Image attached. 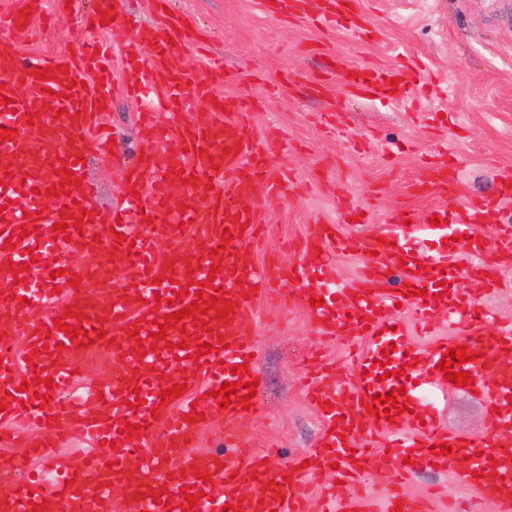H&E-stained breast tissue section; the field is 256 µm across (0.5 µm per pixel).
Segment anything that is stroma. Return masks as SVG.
Listing matches in <instances>:
<instances>
[{"mask_svg":"<svg viewBox=\"0 0 512 512\" xmlns=\"http://www.w3.org/2000/svg\"><path fill=\"white\" fill-rule=\"evenodd\" d=\"M99 3L71 0L70 11L39 28L30 42L0 30V49L23 58L71 56L97 36L111 47L113 69H120L124 45L139 32L120 23L103 32L92 27ZM169 8L191 17L197 38L184 49L191 80L184 106L166 113V124L177 130L203 116L195 84L220 58L234 80L217 85L215 94L233 108L247 103L257 138L285 143L268 157L267 171H288L295 189L286 199L260 203L259 241L244 251L254 266L297 261L286 244L314 233L317 223L332 225L340 238L366 237L394 212L425 206L415 187L427 164L459 171L463 203L495 195L501 178L512 175V0H358L357 15L372 24L368 36L271 15L262 0H169ZM403 62L421 70L424 82L397 100L363 99L345 84L350 67ZM316 80L322 90L313 88ZM151 106L120 92L112 99L106 122L126 160H133L140 139L138 115ZM447 140L453 152L445 156ZM86 169L98 188L97 204L109 207L122 171L95 153ZM353 209L362 213L354 222L348 217ZM458 257L462 267L479 261L499 271L498 288L482 301L512 322V258L489 253L477 260L463 250ZM245 316L254 324L259 384L243 443L259 451L274 446L271 464L277 467L307 456L320 433L304 360L318 350L327 362L346 363L347 345L321 336L300 303L283 307L262 295ZM439 419L464 435L490 434L483 401L463 390L448 391ZM407 492L427 499L428 512H495L452 467L420 473Z\"/></svg>","mask_w":512,"mask_h":512,"instance_id":"stroma-1","label":"stroma"}]
</instances>
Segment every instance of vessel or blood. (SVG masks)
<instances>
[{
  "label": "vessel or blood",
  "mask_w": 512,
  "mask_h": 512,
  "mask_svg": "<svg viewBox=\"0 0 512 512\" xmlns=\"http://www.w3.org/2000/svg\"><path fill=\"white\" fill-rule=\"evenodd\" d=\"M166 0H153L157 23L145 29L131 46V59L118 73L101 67L95 54L99 43L85 42L73 59L19 58L0 52V127L10 138L0 142V308L17 312L15 320L0 322V422H24L46 432L35 442L31 456L51 462L50 471L35 470L24 459L14 463L25 478L17 486L0 478V512H67L78 503L80 512H221L230 503L241 512H304L306 479L334 472V483L325 485L323 497L334 512H368L362 477L389 471L400 464L403 480L419 471L438 466L447 469L455 455L469 453L463 482L476 486L498 512H512V323L490 326L479 293L467 280L482 283L481 293L496 289L497 271L469 268L459 274L458 259L449 249L424 250L409 245V232L427 234L439 241L463 236L467 252L481 256L495 251L512 254V225H498L494 236L474 238L473 227L512 204V175L501 184L494 198L458 204L457 174L431 166L426 191L437 197L436 205L423 210L399 211L381 237L334 239L328 230L302 241L294 264H270L258 268L240 259L249 247L258 221L256 202L289 195L288 173L256 176L258 161L280 151L282 142L256 140L247 113L222 119L212 106L213 84L226 81L223 69H212L206 85L197 92L208 100L205 118L181 130L169 129L153 113L139 117L143 159L131 169L127 191L111 207L98 209L96 187L86 177L84 159L92 151L107 152L110 135L102 131L98 102H109L116 85L162 99L168 109H178L181 86L187 77L183 63L180 28L183 17L167 14ZM311 0H275L271 13L291 18H316L319 24L339 26L352 14L343 0H320L311 12ZM41 14L43 0H17V8L0 19L22 37L23 9ZM53 68L52 79L41 81L34 69ZM97 78L93 90L83 81ZM402 87L418 85L422 76L400 65L358 69L347 85L355 94L387 98L390 79ZM72 98H63V91ZM80 178V188L59 198L47 199L49 187L63 181L64 170ZM440 225H431V217ZM66 222L65 232L53 233L55 223ZM29 236H21L20 226ZM199 226L200 246L190 271L175 242L184 227ZM231 241H224V233ZM16 238L15 249L5 246ZM95 251L94 265H72L70 257L80 251ZM361 256L357 277L341 280L334 252ZM25 266V284H18L11 265ZM79 275L71 285V275ZM213 280L233 303L229 318L218 319L216 310L203 316V325L168 329L166 340L153 341L164 316L191 304L187 281ZM444 283L448 296L437 299V283ZM274 289L279 301L291 304L323 298L322 306L309 314L323 335L342 336L359 342L355 365L361 376L354 386L341 390L336 368L320 372L310 397L319 407L324 430L309 456V464L296 468L287 462L271 468L263 454L239 445L243 407H222L214 392L226 382L239 380L238 396H245L250 376L241 364L256 366L252 326L244 313L250 288ZM422 296L410 295V288ZM182 292L174 300V292ZM412 307L423 325L436 314L457 317L460 333L447 336L430 349L397 330L399 307ZM73 310L68 325L84 331L105 330L88 346H79L54 321ZM21 340L14 352L13 340ZM213 345L210 354H198L199 344ZM465 345L475 356L463 364L473 379L471 389L481 394L490 411L486 418L497 437L487 448L479 437H463L442 427L422 398L439 401L449 383L439 364L448 347ZM110 350L113 372L100 385L70 392L79 360L99 350ZM31 357L33 370L19 374L21 356ZM385 360V368L375 360ZM188 375H180L176 366ZM51 377L52 385L34 384L36 369ZM184 385L182 396L161 403L159 393ZM405 388L409 412L395 420L368 414L374 396H387ZM49 396L45 406L35 404L36 395ZM204 413L207 423L224 425V452H202L191 442V412ZM344 418L346 434L333 432L335 418ZM166 424L157 435L152 422ZM139 425V432L126 436L125 423ZM77 425L94 446L80 461L59 453L58 444L70 425ZM109 448H102V441ZM448 443L452 454H432L435 444ZM495 480H485L487 472ZM201 491L197 506L184 498L185 486ZM161 499H153V491ZM386 512H425L423 501L408 496L401 483L392 485Z\"/></svg>",
  "instance_id": "b4317fda"
}]
</instances>
